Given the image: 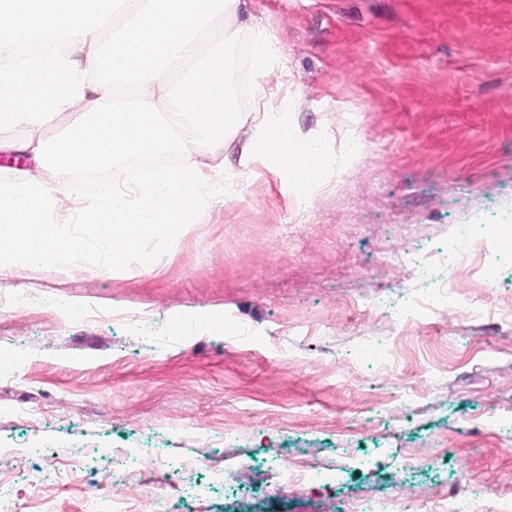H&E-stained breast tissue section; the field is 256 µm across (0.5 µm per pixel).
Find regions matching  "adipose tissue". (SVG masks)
<instances>
[{"mask_svg": "<svg viewBox=\"0 0 512 512\" xmlns=\"http://www.w3.org/2000/svg\"><path fill=\"white\" fill-rule=\"evenodd\" d=\"M241 0H0V152L30 165L0 183V275L40 267L61 275L104 259L121 271L142 259L145 242L176 245L201 223L206 194L222 163L188 159L178 169L139 184L129 207L112 185L96 205L78 211L80 188L71 170L111 164L176 143L183 148L223 145L243 125L230 102L232 63L206 51L215 16L237 17ZM111 33L110 47L102 36ZM46 34L56 51L20 48ZM249 67L264 82L281 65L270 36L252 29ZM178 82H171L172 73ZM121 87L133 97L118 99ZM241 165L267 163L283 188L310 199L334 174L332 156L316 137H298L283 113L258 108ZM26 137L14 138L15 129ZM89 226V250L77 224Z\"/></svg>", "mask_w": 512, "mask_h": 512, "instance_id": "obj_1", "label": "adipose tissue"}]
</instances>
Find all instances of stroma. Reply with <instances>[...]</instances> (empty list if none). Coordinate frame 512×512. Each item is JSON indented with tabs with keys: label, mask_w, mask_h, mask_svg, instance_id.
I'll list each match as a JSON object with an SVG mask.
<instances>
[{
	"label": "stroma",
	"mask_w": 512,
	"mask_h": 512,
	"mask_svg": "<svg viewBox=\"0 0 512 512\" xmlns=\"http://www.w3.org/2000/svg\"><path fill=\"white\" fill-rule=\"evenodd\" d=\"M270 32L287 76L271 105L334 148L368 146L311 201L282 191L262 163L244 171L239 132L208 189L198 229L147 261L64 278L0 276V486L31 512L46 454L84 449L71 471L112 512L104 458L121 449L156 490L182 486L176 462L206 453L192 512H344L365 487L387 490L408 451L435 442L414 474L445 494L458 463L488 501L512 494V0H244L236 22ZM489 229L454 284L484 300L479 322L413 314L411 335L367 343L363 314L400 315L422 291L403 250L447 249L453 231ZM101 310L49 318L56 296ZM411 404L396 408L389 376ZM38 407L35 420L17 408ZM278 448L337 463L330 497L271 488ZM249 464L228 496L213 468Z\"/></svg>",
	"instance_id": "1"
}]
</instances>
